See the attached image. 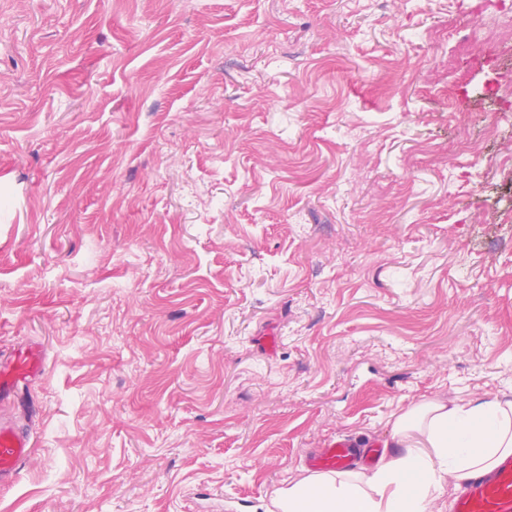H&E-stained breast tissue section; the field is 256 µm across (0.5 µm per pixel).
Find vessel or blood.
<instances>
[{"mask_svg": "<svg viewBox=\"0 0 512 512\" xmlns=\"http://www.w3.org/2000/svg\"><path fill=\"white\" fill-rule=\"evenodd\" d=\"M46 357L37 343H24L0 359V404H22L25 390L45 374ZM375 449L353 448L343 439L317 449L308 460L309 470L349 469L371 461ZM32 457L31 435L20 425L0 420V487L14 483ZM452 512H512V458L490 472L475 476L458 495Z\"/></svg>", "mask_w": 512, "mask_h": 512, "instance_id": "obj_1", "label": "vessel or blood"}]
</instances>
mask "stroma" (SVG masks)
<instances>
[{
	"instance_id": "1",
	"label": "stroma",
	"mask_w": 512,
	"mask_h": 512,
	"mask_svg": "<svg viewBox=\"0 0 512 512\" xmlns=\"http://www.w3.org/2000/svg\"><path fill=\"white\" fill-rule=\"evenodd\" d=\"M485 15L0 0V355L46 353L0 512H264L331 440L512 398Z\"/></svg>"
}]
</instances>
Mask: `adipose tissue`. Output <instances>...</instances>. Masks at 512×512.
<instances>
[{"instance_id": "adipose-tissue-1", "label": "adipose tissue", "mask_w": 512, "mask_h": 512, "mask_svg": "<svg viewBox=\"0 0 512 512\" xmlns=\"http://www.w3.org/2000/svg\"><path fill=\"white\" fill-rule=\"evenodd\" d=\"M391 454L372 469L313 472L271 498L277 512H442L458 489L512 457V400H422L395 416Z\"/></svg>"}]
</instances>
